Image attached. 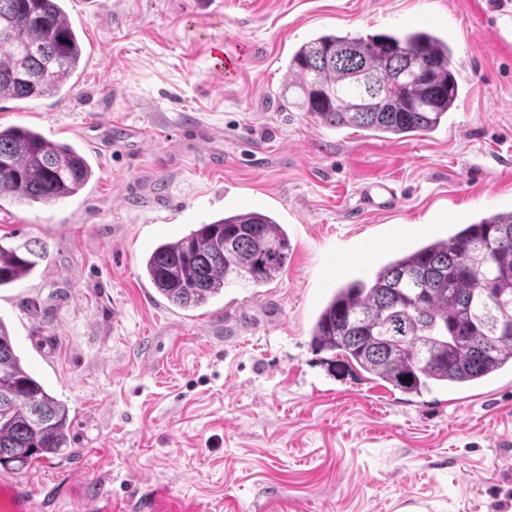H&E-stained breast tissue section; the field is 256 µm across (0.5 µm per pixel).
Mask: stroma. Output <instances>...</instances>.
Wrapping results in <instances>:
<instances>
[{"mask_svg":"<svg viewBox=\"0 0 512 512\" xmlns=\"http://www.w3.org/2000/svg\"><path fill=\"white\" fill-rule=\"evenodd\" d=\"M499 0H67L87 61L59 95L0 101V125L86 150L78 195L5 201L0 244H43L0 319L69 408L70 447L0 483L33 512L153 490L208 512H512V371L408 395L309 345L330 291L403 244L512 209V57ZM448 38L460 92L433 132L385 139L282 106L292 51L329 30ZM236 72L223 80L212 53ZM392 179L370 215L360 187ZM288 234L285 271L183 312L147 282L159 243L227 212ZM359 196V205L366 213H387L398 207L397 189L391 180L385 178L365 183Z\"/></svg>","mask_w":512,"mask_h":512,"instance_id":"stroma-1","label":"stroma"}]
</instances>
